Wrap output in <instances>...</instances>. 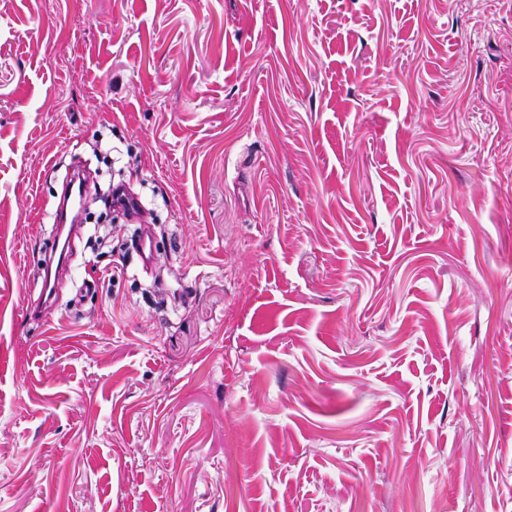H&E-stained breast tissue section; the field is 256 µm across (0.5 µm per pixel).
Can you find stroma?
Segmentation results:
<instances>
[{
	"label": "stroma",
	"mask_w": 512,
	"mask_h": 512,
	"mask_svg": "<svg viewBox=\"0 0 512 512\" xmlns=\"http://www.w3.org/2000/svg\"><path fill=\"white\" fill-rule=\"evenodd\" d=\"M0 512H512V0H0ZM65 167L69 172L68 175L80 172L85 178V191L81 203L84 217L91 213V207L99 202L111 209L109 200L112 196V188L115 186L114 180H112L111 166L106 164L107 170L97 167L94 171H91L88 167L76 166L75 162H70ZM114 197H116L115 192H113L112 204ZM81 194L82 188L77 184L76 177L62 187L56 207L55 244L39 267V276L42 277L45 288L41 293V305L28 309V314L32 318L46 321V310L55 299V286L67 270L71 239L80 224L81 209L77 207V199Z\"/></svg>",
	"instance_id": "obj_1"
}]
</instances>
